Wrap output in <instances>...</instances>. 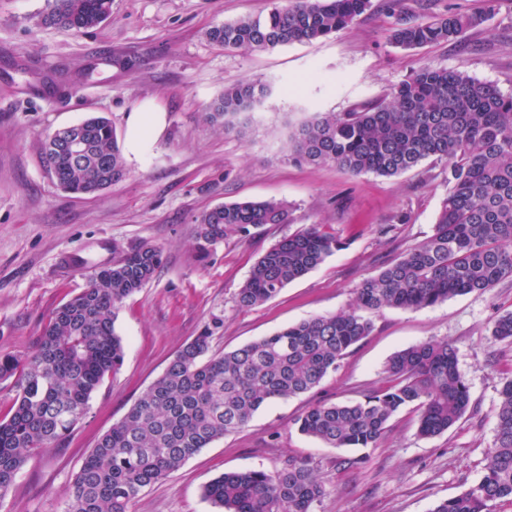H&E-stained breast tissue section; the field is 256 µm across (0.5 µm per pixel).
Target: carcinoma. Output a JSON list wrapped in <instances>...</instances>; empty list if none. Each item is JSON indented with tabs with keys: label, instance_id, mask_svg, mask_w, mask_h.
<instances>
[{
	"label": "carcinoma",
	"instance_id": "carcinoma-1",
	"mask_svg": "<svg viewBox=\"0 0 512 512\" xmlns=\"http://www.w3.org/2000/svg\"><path fill=\"white\" fill-rule=\"evenodd\" d=\"M400 0L383 7L398 14L388 39L403 49L457 42L483 25L496 0L479 13L408 16ZM42 22L65 30L96 27L112 13V0H47ZM371 0H286L265 14L215 26L207 38L226 49L266 51L330 37L355 24ZM268 93L262 81L224 88L204 113L229 132L237 118ZM83 154L69 159L58 139L44 142L43 158L59 185L92 195L121 181L122 150L109 120L74 125ZM293 160L334 165L349 176L397 177L432 159L448 166V194L432 233L384 264L355 289L352 305L317 315L221 355L210 336L185 345L163 374L103 434L75 474L65 512H131L149 486L165 479L217 439L243 430L264 406L313 392L373 331L365 313L421 310L449 298L484 294L512 281V92L465 72L426 64L393 87L390 99L349 112H319L289 135ZM290 221L288 203L234 201L196 219L198 248L228 236ZM340 246L320 224H308L269 247L238 289L240 307L275 298ZM162 261L143 245L107 272L97 271L82 292L59 307L43 327L36 348L22 357H0V381L15 396L0 418V498L32 459L65 438L87 416L106 376L124 361L115 329L124 302L144 288ZM491 336L512 342V311L494 320ZM382 386L348 402L316 401L294 421L300 434L332 448H374L392 420L412 410L424 438L448 431L467 412L469 386L455 348L427 339L392 354ZM493 446L480 481L440 502L432 512H495L512 501V377L504 379ZM327 495L305 459L290 458L275 471L225 473L204 496L221 512H314Z\"/></svg>",
	"mask_w": 512,
	"mask_h": 512
}]
</instances>
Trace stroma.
Masks as SVG:
<instances>
[{"instance_id":"obj_1","label":"stroma","mask_w":512,"mask_h":512,"mask_svg":"<svg viewBox=\"0 0 512 512\" xmlns=\"http://www.w3.org/2000/svg\"><path fill=\"white\" fill-rule=\"evenodd\" d=\"M272 0H112V18L81 32L44 26L47 0H0V356L32 352L49 318L87 288L92 274L142 245L160 248L153 279L115 323L125 347L87 417L30 462L0 512H63L73 478L98 438L196 336L221 353L301 319L349 307L354 290L407 247L431 234L448 192L444 163L427 160L397 177H351L336 167L298 165L288 133L315 112H345L386 99L391 87L426 64L447 67L512 92V0L458 43L405 50L388 31L395 15L383 0L350 28L318 41L266 52L227 50L211 27L268 11ZM131 58L125 72L112 56ZM95 70L56 91L43 83L56 68ZM261 80L263 104L224 132L203 112L240 81ZM152 100L166 129L142 160H127L124 180L94 195L64 191L46 167L42 145L56 130L92 116L118 136L126 116ZM282 199L291 221L225 238L201 252L195 221L217 205ZM307 224L323 225L342 247L274 299L242 308L236 294L251 265L275 242ZM512 310V282L483 295L457 296L418 310L372 314L374 330L314 395L262 408L244 430L225 435L147 489L132 512H217L205 486L231 471H271L291 458L310 461L328 495L315 512H432L476 484L492 446L499 390L512 376V343L491 335ZM448 341L470 390L469 411L447 432L425 439L413 413L398 414L373 448H329L301 435L295 418L319 398L361 399L382 384L395 351L427 338ZM359 465L344 467L345 459Z\"/></svg>"}]
</instances>
